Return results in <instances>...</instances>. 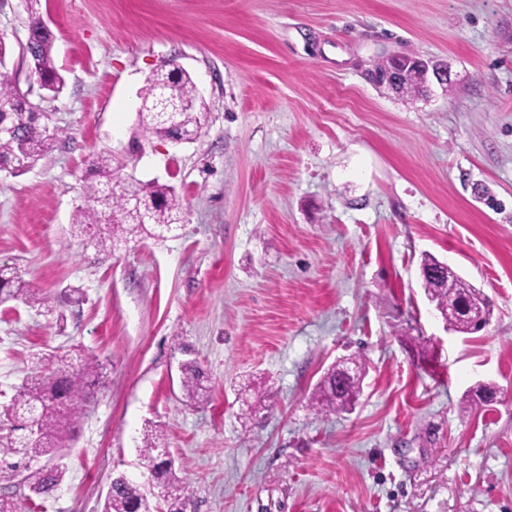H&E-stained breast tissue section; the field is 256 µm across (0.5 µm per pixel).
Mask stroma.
Instances as JSON below:
<instances>
[{"label": "stroma", "mask_w": 512, "mask_h": 512, "mask_svg": "<svg viewBox=\"0 0 512 512\" xmlns=\"http://www.w3.org/2000/svg\"><path fill=\"white\" fill-rule=\"evenodd\" d=\"M67 129L0 173V264L54 296L0 304V424L34 354L73 346L102 378L45 512H101L161 431L187 512H512V0H41ZM415 54L448 88L395 95ZM206 106L200 139L145 137L139 92L168 60ZM174 185L182 228L98 253L69 233L89 160ZM492 305L446 330L424 255ZM81 301L71 300L70 287ZM368 373L316 414L337 359ZM195 363L205 401L190 400ZM498 403L481 405L478 386Z\"/></svg>", "instance_id": "35a3bbf8"}]
</instances>
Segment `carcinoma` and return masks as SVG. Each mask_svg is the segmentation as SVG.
<instances>
[{
	"label": "carcinoma",
	"instance_id": "obj_1",
	"mask_svg": "<svg viewBox=\"0 0 512 512\" xmlns=\"http://www.w3.org/2000/svg\"><path fill=\"white\" fill-rule=\"evenodd\" d=\"M38 2L26 0L28 33L33 37L37 58L36 90L28 103L25 90L6 68L7 47L0 41V123L14 126L13 135L0 138V168H6L12 176L27 172L56 143L67 139L65 131L52 123L41 106V102L62 91L64 78L55 64L54 34L43 27L42 15L36 9ZM424 84L423 70L413 67L406 71L402 91L412 96ZM195 97L196 85L188 74L160 67L148 77L139 98L148 104L159 98L175 99L179 105L174 115L177 125L163 122L156 112L146 108L138 113L139 126L148 137L162 140L182 136L191 143L197 141L203 129V113L193 105ZM118 171L110 154H99L90 162L83 185L84 204L76 208L72 219L74 233L98 234V251L110 252L146 228L154 236L165 238L181 227V204L172 186L157 180L123 178ZM434 261L435 257L427 255L421 262L428 298L441 312L448 311L451 300L468 305L465 316L448 315V325L459 333L475 331L478 322L491 314L490 303L477 306L476 288L451 270H438ZM11 301L30 308H52L50 295L29 287L16 268L0 265V304ZM356 367L357 371L347 373L342 362L327 371L311 398V407L317 413L326 415L355 405L364 371L361 364ZM102 369L96 355L81 350L32 357L12 404V411L28 413L29 421L11 427L6 443L0 445V512H20L18 502L2 493L4 486L18 478L31 495L43 500L61 486L67 473L66 442L79 427ZM182 385L190 397L199 394L201 372L196 366L184 367ZM161 451L158 438L145 434L141 464L159 482L155 498L168 505L167 512H185L182 481L174 475L173 460L162 457ZM158 508L139 486L125 480L111 483L103 504V512H158Z\"/></svg>",
	"mask_w": 512,
	"mask_h": 512
}]
</instances>
